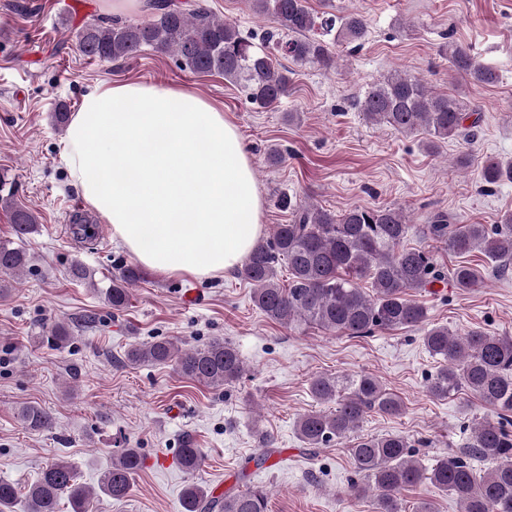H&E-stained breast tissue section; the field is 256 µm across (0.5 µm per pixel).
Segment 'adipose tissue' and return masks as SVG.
<instances>
[{"mask_svg":"<svg viewBox=\"0 0 512 512\" xmlns=\"http://www.w3.org/2000/svg\"><path fill=\"white\" fill-rule=\"evenodd\" d=\"M61 154L113 240L158 277L224 278L263 233L264 200L238 130L193 89L99 83Z\"/></svg>","mask_w":512,"mask_h":512,"instance_id":"ef3b65f1","label":"adipose tissue"}]
</instances>
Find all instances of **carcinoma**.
I'll return each mask as SVG.
<instances>
[{
	"mask_svg": "<svg viewBox=\"0 0 512 512\" xmlns=\"http://www.w3.org/2000/svg\"><path fill=\"white\" fill-rule=\"evenodd\" d=\"M249 2L254 13L274 23L259 37L242 35L235 25L212 16L201 2L186 10L175 0H149V19L103 17L88 23L76 34L77 48L88 59L123 64L147 49L171 55L179 67L220 75L242 87L255 108L268 109L288 96L290 79L288 67L279 64L267 47L274 46L296 65L329 73L337 67L331 44L358 45L367 34V21L358 12H316L306 0ZM448 61L451 71L470 85L499 81L498 73L478 61L463 43L448 42ZM356 106L373 125L403 133L424 131L432 152L449 140L474 139L481 121L480 112L467 109L458 96L435 92L423 79L401 70L374 82ZM480 177L489 185L512 182V160L487 161ZM1 191L0 207L10 214L14 235L21 242L35 232L37 216L15 199L14 188L7 187L4 178H0ZM293 216L292 223L275 225L270 238L256 244L237 270L253 285V302L266 318L286 326L302 322L351 338L377 330L420 328L426 349L442 362L428 378L429 394L446 399L465 391L495 413V419L474 427L464 449L449 451L427 469L415 459L407 438L359 434L368 412L396 415L402 410L400 399L375 375L319 376L310 383L313 397L320 403L334 402L336 408L301 415L296 421L299 439L308 448L350 443L351 463L362 478L361 483L351 484L350 492L371 495L376 512H401L400 491L424 483L455 495L462 512H512V336L480 329L455 334L445 325L429 323L427 310L411 298L437 283L469 291L479 286V270L462 261L448 271L430 252L402 247L410 225L395 207H353L337 215L299 205ZM422 235L458 256L478 251L505 269L512 263L510 212L491 228L462 224L437 212L423 225ZM282 262L288 267L286 285L278 278ZM26 265L22 248L11 240L0 242L1 275L18 276ZM141 280L143 273L137 267L117 268L104 292L108 306L117 311L125 308L130 286ZM362 280L370 281L372 293L359 286ZM125 361L132 366L171 364L180 376L214 389L231 386L244 374L239 352L226 340L188 348L170 340L132 344ZM18 417L33 431L55 429L54 417L39 405L21 407ZM477 458L496 466L482 475L473 464ZM200 461L201 449L185 438L179 465L190 472ZM141 466L138 449L120 448L112 456V467L93 488L79 482L68 461L56 458L22 491L0 479V512H14L20 500L24 512H59L64 500L72 512H92V500L101 494L112 499L128 496ZM181 507L182 512H267L268 493L254 486L216 498L191 483L183 491Z\"/></svg>",
	"mask_w": 512,
	"mask_h": 512,
	"instance_id": "carcinoma-1",
	"label": "carcinoma"
}]
</instances>
